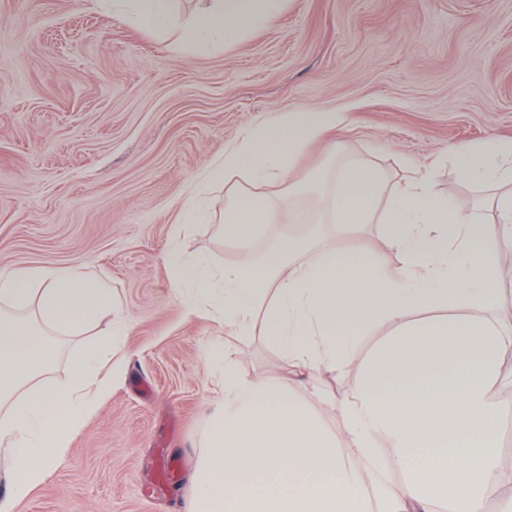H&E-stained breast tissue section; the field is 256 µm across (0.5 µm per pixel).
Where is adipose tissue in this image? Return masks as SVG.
Returning <instances> with one entry per match:
<instances>
[{
  "instance_id": "ef3b65f1",
  "label": "adipose tissue",
  "mask_w": 512,
  "mask_h": 512,
  "mask_svg": "<svg viewBox=\"0 0 512 512\" xmlns=\"http://www.w3.org/2000/svg\"><path fill=\"white\" fill-rule=\"evenodd\" d=\"M286 0H198L180 21L174 0H102L113 15L163 33L180 27L182 42L209 52L236 43L276 18ZM344 112H278L224 152L210 178L242 183L224 196V239L251 242L288 200L268 193L292 171L312 140L337 137ZM451 160L483 188L478 208L463 212L439 195L421 170L393 185L370 163L341 166L319 183L315 258L296 263L303 240L282 236L253 266L216 272L201 258L172 254L175 289L188 312L207 311L261 336L285 362L318 376L359 367L348 400L336 405L349 446L297 395L299 380L244 381L224 370V405L208 418L204 450L188 485L186 512H485L488 493L512 488L498 463L496 418L502 406L501 359L512 339L488 318L504 296L498 254L512 242V139L494 136L456 149ZM363 224L384 227L400 257L342 242ZM109 286L84 269L0 270V472L7 493L0 512L42 483L75 434L112 390L111 335L83 350L67 377L41 382L58 355L55 339L97 327L112 312ZM451 307V315L411 320V312ZM396 331L367 358L354 343L375 324ZM389 454L377 460L375 443ZM400 473L397 493L372 488L356 459Z\"/></svg>"
}]
</instances>
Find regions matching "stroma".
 <instances>
[{
  "mask_svg": "<svg viewBox=\"0 0 512 512\" xmlns=\"http://www.w3.org/2000/svg\"><path fill=\"white\" fill-rule=\"evenodd\" d=\"M102 11L96 0H0V269L80 265L112 285V318L60 338L46 381L110 324L123 368L68 455L16 512H184L183 495L220 400L218 352L240 378L292 375L277 350L211 315H190L171 285L172 250L216 268L252 262L275 237L306 232L293 199L246 246L225 243L224 189L206 219L179 214L208 166L276 112L349 115L342 153L309 145L290 177L361 160L390 183L428 170L470 211L480 190L448 152L512 138V0H287L282 14L214 53L177 46ZM357 369L319 376L298 396L345 446L323 396L345 399ZM179 464L161 492L165 460Z\"/></svg>",
  "mask_w": 512,
  "mask_h": 512,
  "instance_id": "35a3bbf8",
  "label": "stroma"
}]
</instances>
